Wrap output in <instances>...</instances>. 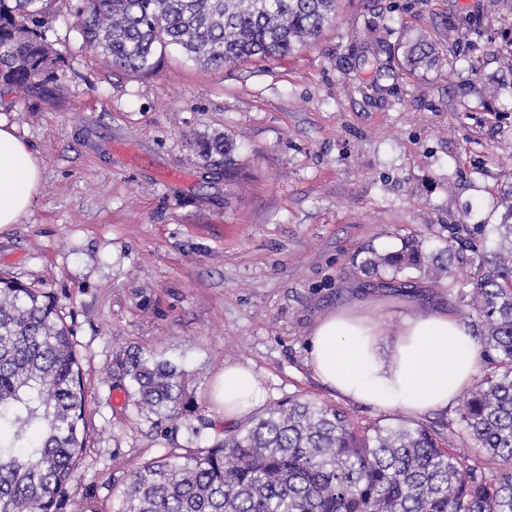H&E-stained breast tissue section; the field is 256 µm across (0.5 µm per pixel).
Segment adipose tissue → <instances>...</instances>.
Listing matches in <instances>:
<instances>
[{"instance_id": "1", "label": "adipose tissue", "mask_w": 512, "mask_h": 512, "mask_svg": "<svg viewBox=\"0 0 512 512\" xmlns=\"http://www.w3.org/2000/svg\"><path fill=\"white\" fill-rule=\"evenodd\" d=\"M42 174L15 127L0 121V230L25 214ZM480 356L475 336L447 312L410 313L393 330L360 310L342 308L313 329L308 365L353 402L417 415L454 402L477 374ZM263 397L257 374L240 365L225 366L211 393L228 420L246 416Z\"/></svg>"}]
</instances>
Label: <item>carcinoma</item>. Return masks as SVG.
I'll list each match as a JSON object with an SVG mask.
<instances>
[{"label":"carcinoma","instance_id":"obj_1","mask_svg":"<svg viewBox=\"0 0 512 512\" xmlns=\"http://www.w3.org/2000/svg\"><path fill=\"white\" fill-rule=\"evenodd\" d=\"M54 0H0V83L38 96L59 80L60 57L45 25ZM336 0H83L77 19L87 45L113 67L149 72L157 49L180 47L205 66L277 60L317 37ZM435 47L414 42L412 68ZM206 157L233 144L198 141ZM445 246L420 242L375 250L361 261L370 276L439 279L448 263L470 269L454 281L483 321L489 366L460 413L458 437L485 450L487 478L469 458L442 446L432 427H358L340 409L290 399L248 418L209 448L170 452L137 465L123 512H512V224L479 250L443 226ZM473 285L472 292L465 288ZM135 405L162 423L200 412L188 374L154 355L129 357ZM87 390L73 329L49 293L0 275V512H87L77 468L86 454Z\"/></svg>","mask_w":512,"mask_h":512}]
</instances>
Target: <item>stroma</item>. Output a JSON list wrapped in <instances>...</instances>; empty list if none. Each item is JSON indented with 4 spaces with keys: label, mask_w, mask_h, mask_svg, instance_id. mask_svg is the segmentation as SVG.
Segmentation results:
<instances>
[{
    "label": "stroma",
    "mask_w": 512,
    "mask_h": 512,
    "mask_svg": "<svg viewBox=\"0 0 512 512\" xmlns=\"http://www.w3.org/2000/svg\"><path fill=\"white\" fill-rule=\"evenodd\" d=\"M77 5L56 0L47 20L65 61L54 92L0 86V120L43 169L27 213L0 231V273L50 292L74 328L92 512H120L138 464L223 440L210 393L228 364L260 377L263 407L326 403L459 445L461 403L417 418L352 403L309 368L308 338L347 307L395 328L441 306L480 333L447 281L372 282L359 264L412 238L432 252L443 224L492 230L512 216V0H338L282 59L214 70L169 46L148 74L92 51ZM419 39L438 58L411 71L403 51ZM214 137L235 142L230 159L200 156ZM140 352L186 370L199 418L159 425L138 411L110 369Z\"/></svg>",
    "instance_id": "stroma-1"
}]
</instances>
